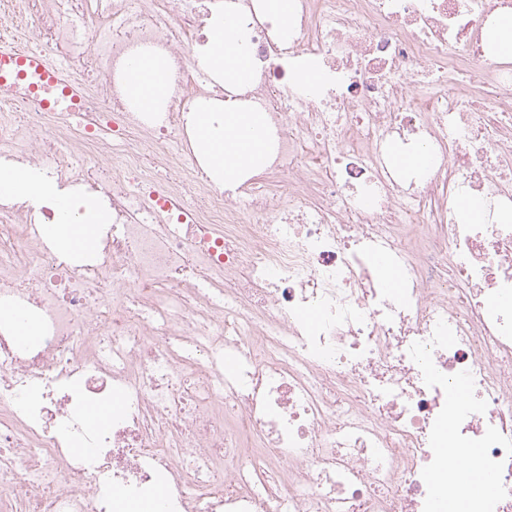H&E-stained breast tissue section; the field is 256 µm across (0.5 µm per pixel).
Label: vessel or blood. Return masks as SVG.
<instances>
[{
    "instance_id": "b4317fda",
    "label": "vessel or blood",
    "mask_w": 512,
    "mask_h": 512,
    "mask_svg": "<svg viewBox=\"0 0 512 512\" xmlns=\"http://www.w3.org/2000/svg\"><path fill=\"white\" fill-rule=\"evenodd\" d=\"M29 79L30 90L43 106L57 107L67 103L69 111H81V93L66 81L60 67L46 61L36 50L18 47L0 53V87L10 88L12 77Z\"/></svg>"
}]
</instances>
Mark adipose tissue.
Instances as JSON below:
<instances>
[{
	"label": "adipose tissue",
	"mask_w": 512,
	"mask_h": 512,
	"mask_svg": "<svg viewBox=\"0 0 512 512\" xmlns=\"http://www.w3.org/2000/svg\"><path fill=\"white\" fill-rule=\"evenodd\" d=\"M218 30L219 48L206 60V68L221 76L228 86L246 83L250 78V58L241 45L243 30L232 5H225ZM140 66L149 70L150 76L145 79L127 75L129 97L141 111H160L168 88L167 74L148 55L141 56ZM195 129L216 180L232 182L261 167L268 147L263 117L242 102L228 100L219 107L197 112ZM59 208L64 219L49 226L46 238L65 255L95 249L102 213L89 201L67 195L62 196Z\"/></svg>",
	"instance_id": "ef3b65f1"
}]
</instances>
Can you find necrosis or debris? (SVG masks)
<instances>
[{
	"instance_id": "necrosis-or-debris-1",
	"label": "necrosis or debris",
	"mask_w": 512,
	"mask_h": 512,
	"mask_svg": "<svg viewBox=\"0 0 512 512\" xmlns=\"http://www.w3.org/2000/svg\"><path fill=\"white\" fill-rule=\"evenodd\" d=\"M236 5L272 144L222 186L189 122L229 95L200 66L224 0H0V49L65 61L87 104L0 91V160L111 216L74 258L44 239L54 200L0 202V304L40 331L0 319V512H125L160 488L164 512H431L439 482L512 512V224L455 205L512 208V72L482 39L512 0H295L285 26ZM144 54L161 112L126 95ZM304 56L317 89L294 84ZM421 148L424 180L399 163ZM472 455L497 494L449 482ZM140 68L148 69L151 78L126 74L127 90L132 103L142 112H160L168 88V77L163 66L154 58L143 55L137 58Z\"/></svg>"
}]
</instances>
